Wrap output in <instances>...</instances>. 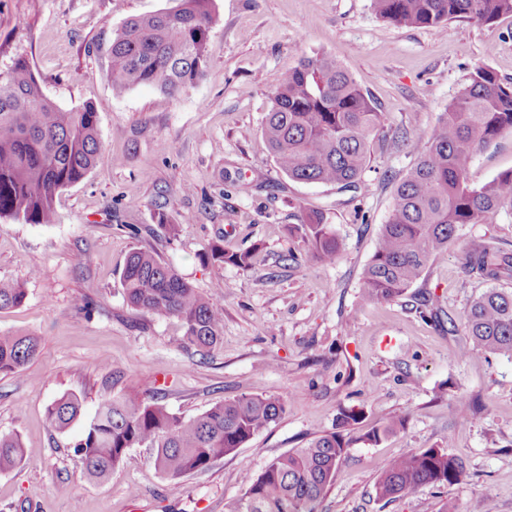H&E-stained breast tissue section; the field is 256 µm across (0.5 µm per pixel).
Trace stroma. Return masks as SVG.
Returning a JSON list of instances; mask_svg holds the SVG:
<instances>
[{"label": "stroma", "instance_id": "1", "mask_svg": "<svg viewBox=\"0 0 512 512\" xmlns=\"http://www.w3.org/2000/svg\"><path fill=\"white\" fill-rule=\"evenodd\" d=\"M177 0H0V74L26 60L44 95L65 110L92 106L103 157L56 199L52 224L0 218V280L23 283L22 305L0 312V335L40 338L20 373L0 374V432L24 446L0 472V512H225L273 458L339 431L359 411L352 443L318 512H468L492 489L490 512H512V360L458 356L462 319L486 285L465 278L468 244L489 240L512 253V207L464 225L414 285L441 313L422 317L409 296L368 301L362 274L393 202L396 179L423 150L429 129L476 67L512 85V17L444 31L379 18L371 0H213L203 77L162 100L152 86L112 93L107 73L114 32L130 18ZM332 57L367 90L382 114L357 188L306 183L280 172L262 135L281 76L304 57ZM408 130L410 141L393 143ZM512 169V132L481 147L468 170L478 185ZM322 213L340 242L324 264L295 228ZM178 233L169 237L156 216ZM138 234H131V227ZM258 246L251 269L205 261L212 244ZM154 250L224 310L222 343L208 356L182 341L176 319L126 301L120 271L134 249ZM299 254L287 261L288 251ZM248 391L283 398L286 411L235 454L171 482L146 448L129 449L104 485L90 483L74 445L48 405L79 395L85 416L115 394L151 397L191 418ZM481 403L471 415L460 397ZM399 422L379 444L365 432ZM445 447L465 476L425 485L394 501L375 496L393 458Z\"/></svg>", "mask_w": 512, "mask_h": 512}]
</instances>
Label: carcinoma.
<instances>
[{"mask_svg": "<svg viewBox=\"0 0 512 512\" xmlns=\"http://www.w3.org/2000/svg\"><path fill=\"white\" fill-rule=\"evenodd\" d=\"M212 0H178L176 8L127 20L116 30L109 53L112 92L121 96L149 85L168 100L195 84L207 66L213 24ZM377 16L395 25L431 27L450 21L491 24L512 16V0H371ZM381 113L362 85L339 61L305 58L284 73L265 116L262 134L279 169L289 178L355 189L371 154V135ZM512 132V86L489 67H478L430 129L425 149L400 178L378 245L362 276L371 301L406 294L464 224L492 220L512 207V170L472 186L467 172L475 152ZM103 157L97 112L63 110L49 101L24 60L0 76V217L24 224L55 221V199L81 182ZM313 256L330 263L339 242L317 212L297 227ZM257 247L226 252L210 246L207 261L243 270ZM468 279L491 283L464 314L473 351L512 359V254L481 241L469 246L461 265ZM127 302L157 318L178 319L183 340L205 356L221 344L224 310L212 296L186 282L154 252L129 253L120 272ZM27 289L0 282V311L21 305ZM33 334L0 336V374L20 372L38 353ZM282 398L249 392L185 419L154 401L114 395L103 400L75 445L86 478L111 480L126 452L149 448L155 467L169 479L202 472L233 454L285 412ZM50 425L64 432L83 417L80 397L66 394L47 409ZM402 421L372 429L362 439L378 444ZM352 439L339 432L316 437L272 460L225 512H317ZM23 459L18 436L0 433V471ZM463 462L445 448L407 452L391 460L375 483L376 496H407L427 484L454 485Z\"/></svg>", "mask_w": 512, "mask_h": 512, "instance_id": "obj_1", "label": "carcinoma"}]
</instances>
